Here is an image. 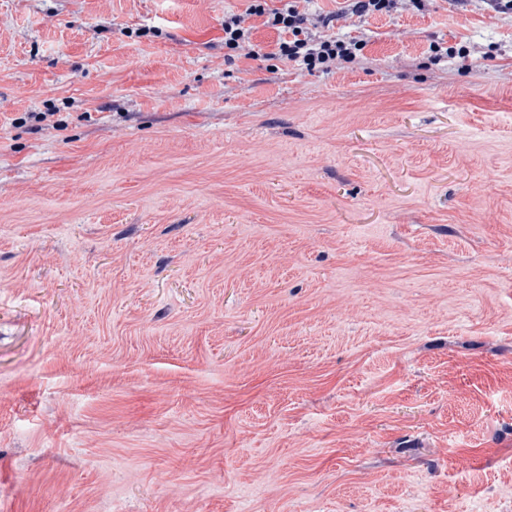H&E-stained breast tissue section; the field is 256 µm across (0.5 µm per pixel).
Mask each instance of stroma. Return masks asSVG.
I'll list each match as a JSON object with an SVG mask.
<instances>
[{
    "label": "stroma",
    "instance_id": "1",
    "mask_svg": "<svg viewBox=\"0 0 512 512\" xmlns=\"http://www.w3.org/2000/svg\"><path fill=\"white\" fill-rule=\"evenodd\" d=\"M246 7L0 0V512H512V13ZM249 7L243 14L230 13L224 16V58L234 59V54L249 43L252 25L246 26L251 16L263 17V24L272 27L280 37L272 51L267 53L270 58L278 57L289 63L304 66L307 70L321 68L331 71L336 62H352L356 59V51H361L360 42L343 39H324L313 35L314 26L308 14L300 10V2L310 0H285L281 8L272 9L267 0H247Z\"/></svg>",
    "mask_w": 512,
    "mask_h": 512
}]
</instances>
